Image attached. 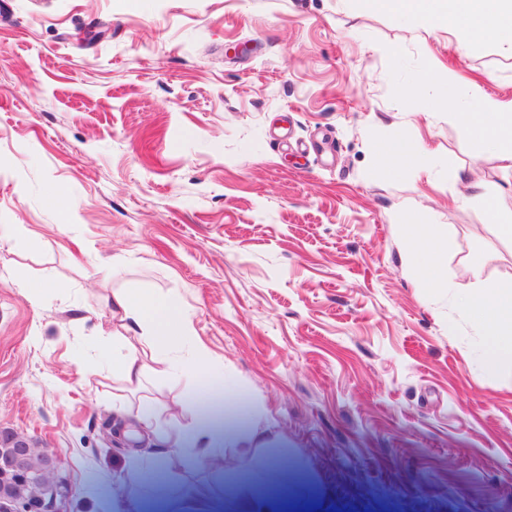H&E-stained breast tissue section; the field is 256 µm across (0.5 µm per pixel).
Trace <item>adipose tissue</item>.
<instances>
[{
	"instance_id": "obj_1",
	"label": "adipose tissue",
	"mask_w": 512,
	"mask_h": 512,
	"mask_svg": "<svg viewBox=\"0 0 512 512\" xmlns=\"http://www.w3.org/2000/svg\"><path fill=\"white\" fill-rule=\"evenodd\" d=\"M373 8L392 16L414 14L426 24L456 34L462 31L476 37L512 45V0H370ZM474 111L456 113L466 134L488 143L506 167L512 168V107L497 99L474 93ZM394 224L409 239L406 261L426 287L435 293L448 289L444 276L443 230L437 224L416 223L412 214H396ZM464 312L482 325V349L489 368L512 366V286L500 287L476 279L473 286L456 291ZM112 317L134 343L126 354L118 356L115 370L127 390H139L152 365H166L168 374L191 383V391L182 394L172 409V418L188 412L197 417L190 428V441L203 455L224 444V460L232 465L251 457L267 445L259 427L258 415H251L247 427L230 428L236 413L219 408V401H232L244 392L232 372L208 365L205 350L190 332L187 313L167 296L136 289L114 292ZM187 348L181 363L167 366L166 348Z\"/></svg>"
}]
</instances>
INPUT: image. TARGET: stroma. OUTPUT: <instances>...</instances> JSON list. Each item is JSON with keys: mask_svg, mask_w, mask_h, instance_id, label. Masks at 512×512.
<instances>
[{"mask_svg": "<svg viewBox=\"0 0 512 512\" xmlns=\"http://www.w3.org/2000/svg\"><path fill=\"white\" fill-rule=\"evenodd\" d=\"M436 62L512 104V47L368 0H0V431L50 449L66 512H231L333 494L339 512H512V369L405 261L398 211L448 232L453 289L512 284L487 204L512 169L437 107ZM427 155L382 170L388 141ZM73 202L61 218L49 196ZM55 281L47 294L32 285ZM170 294L273 438L233 471L158 454L183 393L112 371L113 291ZM154 408L133 429L116 407ZM154 477L144 480V460ZM135 492L115 497L116 482ZM314 504L306 492L304 496L288 501L287 499L269 493H256L241 502L243 511L236 512H288L313 508Z\"/></svg>", "mask_w": 512, "mask_h": 512, "instance_id": "stroma-1", "label": "stroma"}]
</instances>
